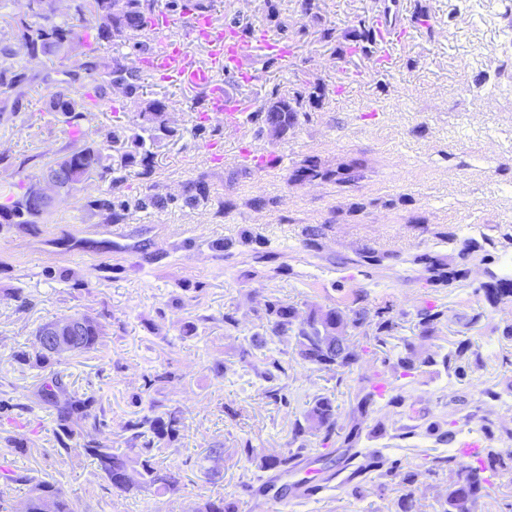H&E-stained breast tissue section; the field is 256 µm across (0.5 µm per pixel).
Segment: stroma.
I'll list each match as a JSON object with an SVG mask.
<instances>
[{"label": "stroma", "mask_w": 512, "mask_h": 512, "mask_svg": "<svg viewBox=\"0 0 512 512\" xmlns=\"http://www.w3.org/2000/svg\"><path fill=\"white\" fill-rule=\"evenodd\" d=\"M401 34L370 54H350L361 21H381L386 0H215L212 15L263 27L293 48L288 65L266 67L252 55V84L224 78L225 90L247 110L263 107L271 91L294 97L307 83L322 89L298 124L281 138L231 134L201 122L193 88L157 83L142 74L145 98L165 99L177 128L156 150L152 186L128 177L117 194L151 193L163 208L130 209L113 226L92 217L87 203L106 189L90 174L59 198L46 223L0 226V468L11 481L14 512H23L27 477L59 482L79 512H196L221 496L235 512H268L262 487L275 476L260 471L264 458L303 449V461L324 474L342 471L344 436L363 375L380 366L371 328L354 331L365 352L352 372L326 373L303 362L295 339L283 335L252 350L265 301L277 297L299 312L311 306L352 305L388 310L399 327L390 342L410 341L421 367L415 376L387 371L400 407L379 405L364 418L358 441L417 470L414 483L368 476L360 494L330 482L317 495L291 497L288 512H396L411 494L415 512H441L448 472H430L434 457L466 440L498 449L505 462L475 512H512V301L490 306L480 285L488 271L512 265V0H398ZM427 22L417 23V13ZM336 29L324 41L323 28ZM15 60L30 76L21 93H0V184L18 170L37 175L75 144L93 146L113 126L133 125L138 107L121 93L77 125L49 114L55 85L45 76L57 60ZM217 142L222 160L205 151ZM272 160L263 168L238 161L244 146ZM316 161L317 179L294 172ZM205 177L209 200L183 205L186 182ZM456 241H449V234ZM463 238L477 249L466 277L436 281L422 254L455 259ZM445 310L436 336L421 338L417 313ZM85 314L104 327L98 351L70 357L63 371L72 388L94 393L105 411L96 438L128 454L129 420L144 403L179 406L183 424L174 441L152 451L156 466L178 468L177 491L119 492L103 477L76 435L68 449L55 444V424L37 390L46 371L19 364L46 322ZM237 326L225 330L224 317ZM197 322L195 335L183 327ZM462 340L479 353L465 377L427 365ZM280 361L276 382L263 373ZM280 387L282 400L270 397ZM318 395L336 407L329 441L294 437ZM384 434H373L376 422ZM451 426L454 443L426 434L430 423ZM23 450L6 447L4 436Z\"/></svg>", "instance_id": "stroma-1"}]
</instances>
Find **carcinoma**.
<instances>
[{
    "label": "carcinoma",
    "mask_w": 512,
    "mask_h": 512,
    "mask_svg": "<svg viewBox=\"0 0 512 512\" xmlns=\"http://www.w3.org/2000/svg\"><path fill=\"white\" fill-rule=\"evenodd\" d=\"M214 0H168L167 8L172 13L181 14L186 10H211ZM156 0H73V11L65 19H58L53 3H47L44 14L29 22L19 19L14 38L26 46L28 55L60 60V69L56 80L60 89L53 93L50 109L61 114L65 122L77 120L85 111L84 96L80 89L85 83L92 84V91L104 97L112 93V86L119 85L124 97L139 103V121L130 127H115L107 133L95 147L74 146L56 159L55 165L62 168L65 181L80 183L92 172L108 182L107 196L87 202L91 213L102 224H122L127 218L130 207L139 209L163 206L168 200L152 194H144L132 201L112 197V190L122 185L128 178L126 168H135L134 175L144 183L154 175L155 149L173 133L169 107L163 99L143 98L139 71L126 65L124 56L116 54L112 61L104 62L72 54L74 43L79 38V30L88 22L94 24L98 38L110 42L118 48L128 46L141 55L150 53L155 46L154 40L146 34L147 19L155 11ZM378 38L371 27L363 26L360 43L352 46V51L367 54ZM16 52L6 49L0 53V89L12 92L23 88L29 81L25 69L13 62ZM302 108L301 100L290 101L271 92L268 104L246 114V123L251 125L257 136L269 134L282 137L298 121ZM120 145L125 148L122 155L123 165L114 167L107 164L108 151ZM30 175L18 172V180L0 186V223L31 226L42 224L49 210L33 205L28 198ZM183 203L197 206L208 201V189L205 177L188 182L183 187ZM486 298L496 305L512 298V273L498 276L489 273V281L481 285ZM444 316V312L423 308L418 312V324L423 337H429ZM371 312L364 306L312 307L305 315L298 309L277 299L268 300L260 319L266 321L267 331L273 336L291 332L296 341L299 357L316 366L320 371L332 373L351 372L356 368L363 352L349 344V335L370 323ZM376 342L386 345L381 337L395 329L394 317L385 312H376ZM84 328L80 336V346L76 353L84 354L98 350L103 335V326L94 318L83 317ZM412 345H404V351L397 354L396 361L387 356L381 359V365L400 369L405 373L415 370L411 358ZM17 361L30 368L44 370L53 365H61L66 357L50 348L34 344L29 350L16 354ZM385 381V371L375 370L362 378L364 386L356 395L352 407V417L363 416L376 404L374 388ZM40 401L54 410L57 444L61 449L69 448L68 440L74 437L75 429L86 426L93 430L103 426L104 410L100 401L92 393L77 395L68 390L64 375L54 371L46 378L38 390ZM182 423V411L177 406H169L157 411V405L148 404L147 413L128 422L130 447L139 449L135 456H122L112 452L106 443L95 438L83 444L86 454L110 482L121 492L131 493L142 489L157 491L173 490L179 483L177 470L157 468L149 457L154 445L162 440L176 437ZM323 433L322 441H328L336 432V408L328 397H317L303 415V420L295 423L298 435ZM302 449L277 459H264L258 464L262 470H277L288 473L294 467V461ZM480 460L466 459L459 454L433 459L432 467L448 468L452 482L448 487L443 512H473L477 501L488 495L493 478L501 463L499 451L483 448ZM400 469L398 460H391L372 449L361 454V461L352 466L347 482L361 483L373 471L383 477L394 478ZM30 484L27 508L25 512H78L75 502L67 498L61 486L36 477L27 478Z\"/></svg>",
    "instance_id": "cac0c4a2"
}]
</instances>
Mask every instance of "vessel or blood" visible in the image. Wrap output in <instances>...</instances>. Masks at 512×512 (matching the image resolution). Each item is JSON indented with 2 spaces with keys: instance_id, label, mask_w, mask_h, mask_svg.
Instances as JSON below:
<instances>
[{
  "instance_id": "b4317fda",
  "label": "vessel or blood",
  "mask_w": 512,
  "mask_h": 512,
  "mask_svg": "<svg viewBox=\"0 0 512 512\" xmlns=\"http://www.w3.org/2000/svg\"><path fill=\"white\" fill-rule=\"evenodd\" d=\"M149 30L158 41L153 51L141 59V68L162 84L203 87L207 92V118L223 123L231 132L243 126L245 114L238 100L225 93L220 76H233L248 83L252 76L245 61L254 53L284 62L293 54L287 42L269 38L262 27H253L251 36L245 37L236 26L217 23L206 11L195 10L178 20L159 10L150 17ZM192 43L207 47L205 66H194L189 60L187 47Z\"/></svg>"
}]
</instances>
